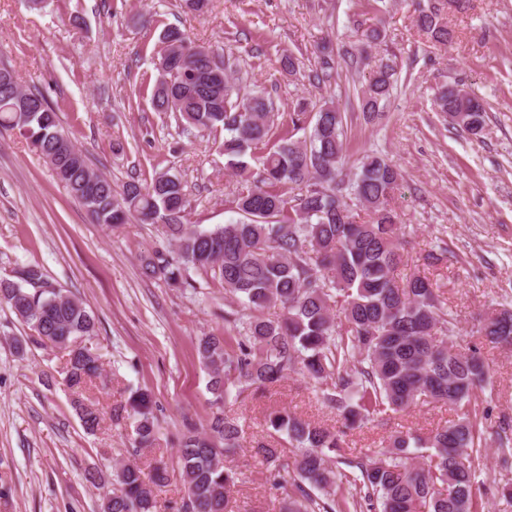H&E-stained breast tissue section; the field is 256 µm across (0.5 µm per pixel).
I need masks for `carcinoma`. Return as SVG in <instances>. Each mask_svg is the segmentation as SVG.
<instances>
[{"label":"carcinoma","instance_id":"cac0c4a2","mask_svg":"<svg viewBox=\"0 0 512 512\" xmlns=\"http://www.w3.org/2000/svg\"><path fill=\"white\" fill-rule=\"evenodd\" d=\"M467 0H415L414 24L433 44L446 46L454 30L446 5ZM155 111L186 132L224 131V167L240 178L234 200L241 219L203 229L186 220L189 204L180 175L161 171L144 186L132 179L121 190L99 177L60 126L45 96L22 88L15 72L0 66V129L18 130L40 145L42 156L70 195L99 224L115 227L135 219L162 222L173 255L145 259L143 274L172 285L190 269L212 274L230 299L224 320L239 335L204 336L198 344L208 371L213 408L207 430L190 427L179 441L184 512H234L231 487L237 473L224 459L241 449L244 429L224 414V404L249 390L272 387L288 375L331 381L323 403L352 428L388 412L442 402L455 418L421 435L399 431L384 445L345 465L332 454L343 432L312 425L286 410L268 415L270 435H286L297 450L293 461L280 443L258 448L272 485L281 491L283 512H478L477 472L487 442L481 395L491 385L481 346L512 347V309L485 312L479 344L466 352L449 346L453 318L443 292L419 274L398 281L402 261L400 227L389 201L399 181L394 164L377 155L361 158L348 181L339 178L347 122L332 103L315 113L300 101L290 115L293 130L257 158L253 172L245 157L267 145L274 125L273 102L261 92H242L244 77L224 53L191 41L178 30L162 37ZM397 81L396 64H380L356 90L367 121L378 116ZM28 95L24 112L15 100ZM436 111L462 132L479 135L484 104L463 88L440 91ZM368 220H357L351 201ZM0 301L34 332L33 340L69 350L64 382L75 394L102 377L96 318L79 299L52 286L41 268L25 266L16 279L0 277ZM280 306L276 319L265 316ZM84 429L100 423L96 409L75 398ZM112 420L132 426L133 449L159 446V423L150 393L138 388L112 408ZM503 468H512V434L495 432ZM169 480L157 465L150 477L128 462L116 468L118 489L103 512H158L157 491Z\"/></svg>","mask_w":512,"mask_h":512}]
</instances>
